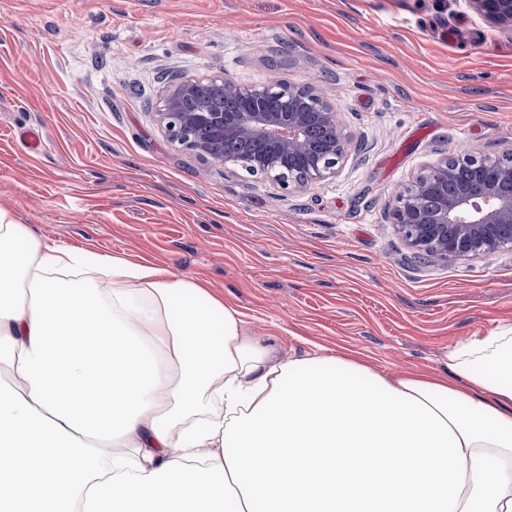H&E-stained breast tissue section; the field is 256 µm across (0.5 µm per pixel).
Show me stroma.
Masks as SVG:
<instances>
[{"instance_id": "35a3bbf8", "label": "stroma", "mask_w": 512, "mask_h": 512, "mask_svg": "<svg viewBox=\"0 0 512 512\" xmlns=\"http://www.w3.org/2000/svg\"><path fill=\"white\" fill-rule=\"evenodd\" d=\"M183 75L313 86L362 149L293 193L203 161L158 121ZM463 149L512 163V29L472 0H0V207L205 282L287 359L433 372L512 325V250L423 261L388 216Z\"/></svg>"}]
</instances>
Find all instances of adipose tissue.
Here are the masks:
<instances>
[{
    "label": "adipose tissue",
    "instance_id": "ef3b65f1",
    "mask_svg": "<svg viewBox=\"0 0 512 512\" xmlns=\"http://www.w3.org/2000/svg\"><path fill=\"white\" fill-rule=\"evenodd\" d=\"M285 360L196 278L0 208V512H512V325Z\"/></svg>",
    "mask_w": 512,
    "mask_h": 512
}]
</instances>
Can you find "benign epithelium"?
I'll use <instances>...</instances> for the list:
<instances>
[{"mask_svg":"<svg viewBox=\"0 0 512 512\" xmlns=\"http://www.w3.org/2000/svg\"><path fill=\"white\" fill-rule=\"evenodd\" d=\"M498 25L512 28V0H472ZM224 93L237 112H185L188 97ZM158 119L171 140L204 160L224 162V141L252 139L269 151L238 162L253 176L300 190L336 173L351 137L338 114L309 86L273 82L244 87L222 76L179 78ZM390 218L418 259L460 260L512 248V166L468 153L438 158L395 196Z\"/></svg>","mask_w":512,"mask_h":512,"instance_id":"obj_1","label":"benign epithelium"}]
</instances>
